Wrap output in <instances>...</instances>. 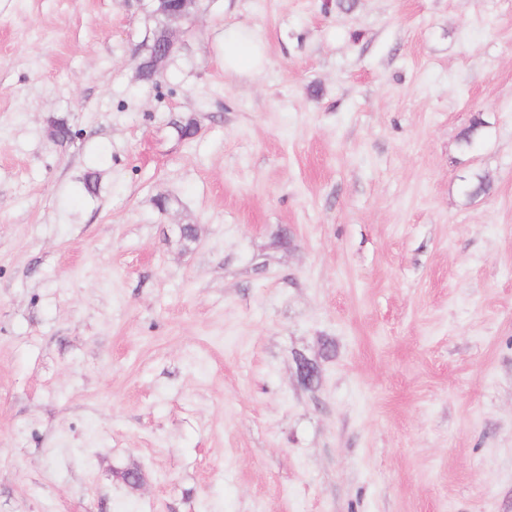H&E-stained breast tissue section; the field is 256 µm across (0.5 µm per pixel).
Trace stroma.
Segmentation results:
<instances>
[{"mask_svg":"<svg viewBox=\"0 0 512 512\" xmlns=\"http://www.w3.org/2000/svg\"><path fill=\"white\" fill-rule=\"evenodd\" d=\"M150 4L0 0V512H512V0ZM265 64L263 44L246 30L224 31V68L252 73Z\"/></svg>","mask_w":512,"mask_h":512,"instance_id":"35a3bbf8","label":"stroma"}]
</instances>
